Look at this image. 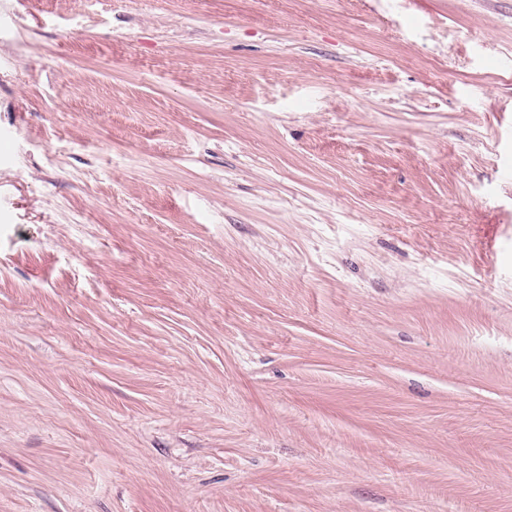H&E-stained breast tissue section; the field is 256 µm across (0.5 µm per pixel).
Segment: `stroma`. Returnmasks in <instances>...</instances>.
<instances>
[{
	"instance_id": "stroma-1",
	"label": "stroma",
	"mask_w": 512,
	"mask_h": 512,
	"mask_svg": "<svg viewBox=\"0 0 512 512\" xmlns=\"http://www.w3.org/2000/svg\"><path fill=\"white\" fill-rule=\"evenodd\" d=\"M0 512H512V0H0Z\"/></svg>"
}]
</instances>
